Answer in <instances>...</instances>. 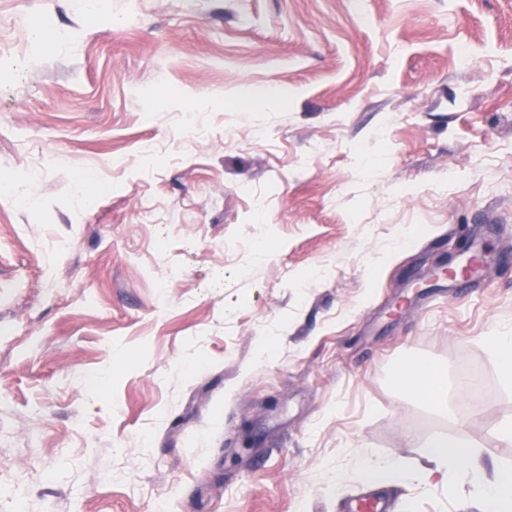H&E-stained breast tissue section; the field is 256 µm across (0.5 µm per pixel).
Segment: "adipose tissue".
<instances>
[{"mask_svg": "<svg viewBox=\"0 0 512 512\" xmlns=\"http://www.w3.org/2000/svg\"><path fill=\"white\" fill-rule=\"evenodd\" d=\"M400 382L405 391L421 397L433 411L452 415L443 369L424 361L410 362L404 365ZM408 440L423 449L424 467L408 470L394 462L380 463L366 457L358 465L360 478L374 484L397 478L409 483L442 485L452 492L465 482L480 493L487 512H512L511 468L487 473L480 449L456 435L438 433L424 440L412 434Z\"/></svg>", "mask_w": 512, "mask_h": 512, "instance_id": "1", "label": "adipose tissue"}]
</instances>
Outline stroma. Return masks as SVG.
I'll list each match as a JSON object with an SVG mask.
<instances>
[{
	"mask_svg": "<svg viewBox=\"0 0 512 512\" xmlns=\"http://www.w3.org/2000/svg\"><path fill=\"white\" fill-rule=\"evenodd\" d=\"M17 175L0 512H344L363 452L423 464L409 431L512 468L485 341L512 331V0H0ZM461 238L481 282L438 287ZM412 358L447 367L454 419L401 388ZM382 489L485 512L466 485Z\"/></svg>",
	"mask_w": 512,
	"mask_h": 512,
	"instance_id": "35a3bbf8",
	"label": "stroma"
}]
</instances>
